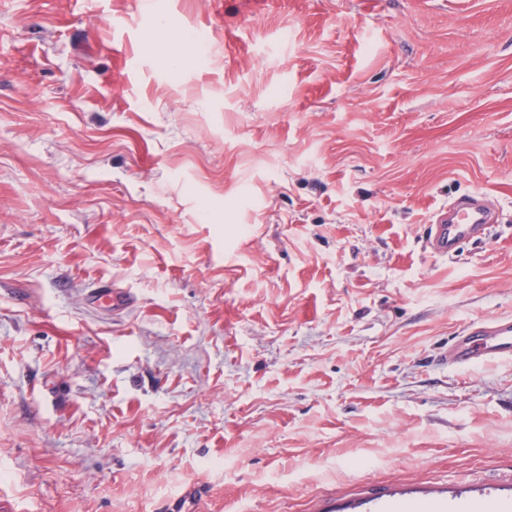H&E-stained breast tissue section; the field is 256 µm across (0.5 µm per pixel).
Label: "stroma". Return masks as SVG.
<instances>
[{
	"label": "stroma",
	"instance_id": "35a3bbf8",
	"mask_svg": "<svg viewBox=\"0 0 512 512\" xmlns=\"http://www.w3.org/2000/svg\"><path fill=\"white\" fill-rule=\"evenodd\" d=\"M509 314L512 0H0V512H512ZM492 220L489 206L477 201H456L435 216V224L429 226L427 247L435 255L448 256L462 242L484 235ZM493 360L512 361V316L468 323L454 336L438 362L446 367L468 368Z\"/></svg>",
	"mask_w": 512,
	"mask_h": 512
}]
</instances>
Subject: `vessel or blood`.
Returning <instances> with one entry per match:
<instances>
[{"mask_svg":"<svg viewBox=\"0 0 512 512\" xmlns=\"http://www.w3.org/2000/svg\"><path fill=\"white\" fill-rule=\"evenodd\" d=\"M492 220L489 206L477 201H456L437 213L429 227L427 247L433 254L448 255L462 242L484 235ZM493 360L512 361V316L468 323L454 336L438 362L446 367L468 368Z\"/></svg>","mask_w":512,"mask_h":512,"instance_id":"vessel-or-blood-1","label":"vessel or blood"}]
</instances>
